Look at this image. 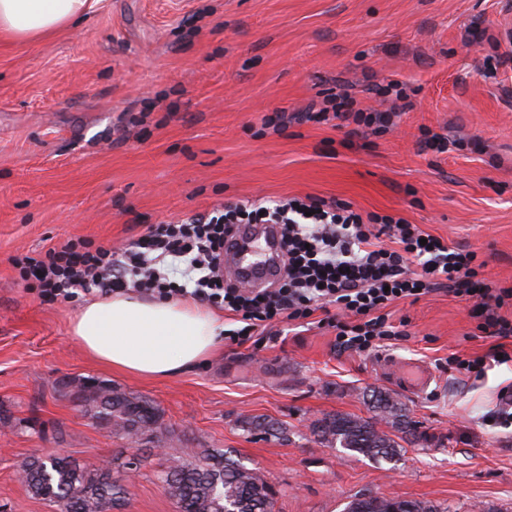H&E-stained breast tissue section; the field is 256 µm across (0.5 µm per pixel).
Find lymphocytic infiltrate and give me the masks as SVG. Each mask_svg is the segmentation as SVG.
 I'll use <instances>...</instances> for the list:
<instances>
[{"label": "lymphocytic infiltrate", "instance_id": "obj_1", "mask_svg": "<svg viewBox=\"0 0 512 512\" xmlns=\"http://www.w3.org/2000/svg\"><path fill=\"white\" fill-rule=\"evenodd\" d=\"M276 224L286 250V277L276 288L225 283L224 241L239 224ZM476 254L451 247L401 217L361 215L349 203L317 197L230 204L177 222L150 225L130 248L71 240L44 256L14 258L22 280L49 302L97 291L130 290L188 297L224 307L236 318L226 341L240 345L275 322H298L336 307V341L359 352L379 348L395 330L386 309L447 288L469 304L489 336L512 335L501 310L512 289L482 278Z\"/></svg>", "mask_w": 512, "mask_h": 512}]
</instances>
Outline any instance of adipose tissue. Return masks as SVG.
I'll list each match as a JSON object with an SVG mask.
<instances>
[{"label": "adipose tissue", "instance_id": "ef3b65f1", "mask_svg": "<svg viewBox=\"0 0 512 512\" xmlns=\"http://www.w3.org/2000/svg\"><path fill=\"white\" fill-rule=\"evenodd\" d=\"M93 0H0V35L35 40L89 18ZM216 317L188 301L111 294L86 302L70 332L103 366L156 381L195 368L219 341Z\"/></svg>", "mask_w": 512, "mask_h": 512}]
</instances>
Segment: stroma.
I'll return each mask as SVG.
<instances>
[{
  "label": "stroma",
  "mask_w": 512,
  "mask_h": 512,
  "mask_svg": "<svg viewBox=\"0 0 512 512\" xmlns=\"http://www.w3.org/2000/svg\"><path fill=\"white\" fill-rule=\"evenodd\" d=\"M510 28L512 0H101L79 26L1 38L0 512H55L20 471L60 449L112 462L128 490L120 512H177L160 479L168 461L223 451L265 475L273 512H341L361 493L512 512V427L484 422L512 361L479 378L449 367L494 340L446 290L392 305L403 333L369 354L337 349L318 311L152 381L93 362L68 332L81 299L43 301L11 263L71 239L128 244L230 203L316 196L470 247L482 276L511 288ZM391 84L412 106L386 132L294 118L336 92L391 109ZM428 131L462 145L421 148ZM385 356L423 362L434 382L399 391ZM87 377L151 400L159 443L130 447L76 407L65 383ZM375 391L398 394L414 426L395 436L398 461L313 435L327 414L370 417ZM255 415L283 435L247 432ZM134 452L145 463L131 471Z\"/></svg>",
  "instance_id": "stroma-1"
}]
</instances>
